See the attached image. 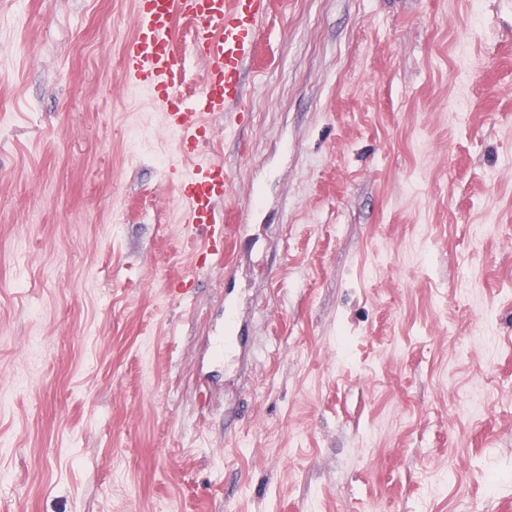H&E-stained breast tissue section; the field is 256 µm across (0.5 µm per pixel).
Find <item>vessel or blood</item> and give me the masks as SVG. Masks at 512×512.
<instances>
[{
	"mask_svg": "<svg viewBox=\"0 0 512 512\" xmlns=\"http://www.w3.org/2000/svg\"><path fill=\"white\" fill-rule=\"evenodd\" d=\"M267 11L268 0H136L135 33L124 47L123 78L164 107L180 154L195 153L206 137L209 115L244 111L241 73ZM178 17L191 25L193 47L206 63L200 84L188 92L181 89L183 65L174 48ZM167 178L180 186L185 232H206L200 255L221 260L227 228L218 221L216 208L227 193L223 164L205 160L188 167L175 162L168 166Z\"/></svg>",
	"mask_w": 512,
	"mask_h": 512,
	"instance_id": "b4317fda",
	"label": "vessel or blood"
}]
</instances>
